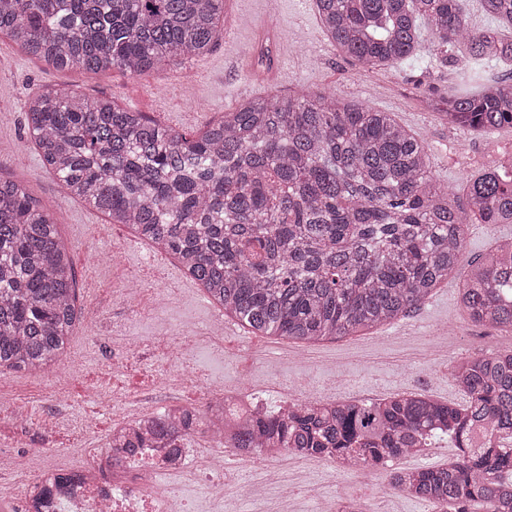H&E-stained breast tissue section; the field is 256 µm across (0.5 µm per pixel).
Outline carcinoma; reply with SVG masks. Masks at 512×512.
I'll return each mask as SVG.
<instances>
[{
	"label": "carcinoma",
	"mask_w": 512,
	"mask_h": 512,
	"mask_svg": "<svg viewBox=\"0 0 512 512\" xmlns=\"http://www.w3.org/2000/svg\"><path fill=\"white\" fill-rule=\"evenodd\" d=\"M512 29V0H481ZM322 26L363 71L414 54L420 24L436 50L512 62V39L475 32L460 0H315ZM224 32V0H0V34L53 68L131 75L205 55ZM448 124L512 125V85L463 86ZM46 169L70 193L171 255L224 316L250 333L301 343L374 330L407 316L463 260L468 225L512 224V169L467 179L461 199L434 178L428 147L387 112L341 98L241 103L188 138L106 98L47 89L28 112ZM462 303L476 325L512 331V238L470 261ZM57 224L27 189L0 180V372L57 367L82 321ZM451 377L465 401L425 393L298 400L237 416L183 407L112 431V455L181 453L201 430L226 448L287 452L377 472L440 440L441 467L392 469L389 483L450 512H512V350L472 353ZM81 474L33 489L34 512Z\"/></svg>",
	"instance_id": "obj_1"
}]
</instances>
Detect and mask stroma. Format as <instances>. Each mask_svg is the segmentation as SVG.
<instances>
[{"label": "stroma", "mask_w": 512, "mask_h": 512, "mask_svg": "<svg viewBox=\"0 0 512 512\" xmlns=\"http://www.w3.org/2000/svg\"><path fill=\"white\" fill-rule=\"evenodd\" d=\"M232 8L241 26L235 41H218L202 57L141 76L49 68L0 37V101L9 106L0 112V178L23 181L53 214L84 313L59 367L0 374V455L44 448L38 467L75 472L80 456L106 446L118 417L139 406L149 414L173 403L196 407L205 391L221 388L249 390L272 404L285 394L334 401L409 392L460 404L464 395L450 375L454 358L512 348V332L469 322L460 301L470 260L511 237L512 224L470 225L464 263L424 305L389 325L315 343L303 354L297 344L253 335L229 319L218 346L203 335L216 306L179 265L152 264L151 245L108 223L47 171L27 112L30 99L48 88L115 100L190 138L246 98L333 94L390 113L424 141L434 177L458 194L468 175L512 150V127L489 134L449 129L444 113L461 83L456 63L467 52L455 50L453 61H444L428 26L420 28L416 55L363 73L329 41L314 0H234ZM132 286L139 289L135 312L122 296ZM164 290L172 303L160 304ZM164 362L187 373V381L160 384L154 371ZM275 466L285 478L305 470L307 482L356 500L363 512H434L408 494L387 497L381 472L355 475L329 461L288 455ZM224 473L225 497L237 500L239 512H253L237 496L244 481L265 477V465L228 450Z\"/></svg>", "instance_id": "stroma-1"}]
</instances>
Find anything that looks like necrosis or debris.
<instances>
[{
	"label": "necrosis or debris",
	"instance_id": "obj_1",
	"mask_svg": "<svg viewBox=\"0 0 512 512\" xmlns=\"http://www.w3.org/2000/svg\"><path fill=\"white\" fill-rule=\"evenodd\" d=\"M105 451L85 456L82 485L62 488L57 512H188L183 500L187 482L201 481L207 492L200 500L203 512H224V445L210 442L191 460L166 465L154 449L117 461L118 479L108 477Z\"/></svg>",
	"mask_w": 512,
	"mask_h": 512
}]
</instances>
